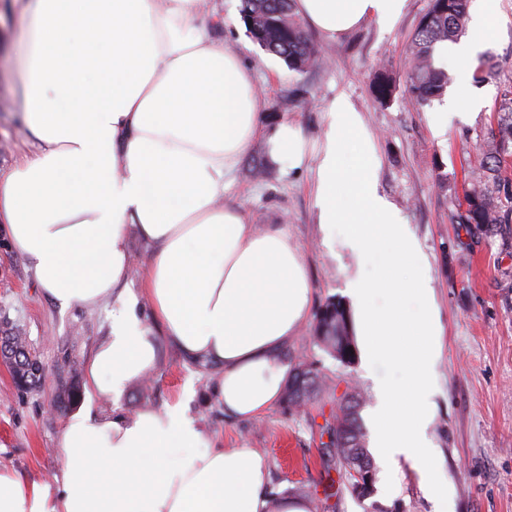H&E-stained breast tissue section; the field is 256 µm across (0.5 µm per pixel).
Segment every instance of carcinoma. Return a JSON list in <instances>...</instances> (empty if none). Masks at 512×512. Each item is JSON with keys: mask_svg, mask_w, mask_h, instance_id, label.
<instances>
[{"mask_svg": "<svg viewBox=\"0 0 512 512\" xmlns=\"http://www.w3.org/2000/svg\"><path fill=\"white\" fill-rule=\"evenodd\" d=\"M293 0H241L240 14L251 38L264 43L265 51L281 58L290 68L305 69L315 64L318 53L307 33L295 18ZM467 28V0H431L409 49L411 72L409 91L415 101L426 104L441 96L453 77L434 65L436 44L454 42ZM395 83L389 71L379 70L374 84L375 99L384 104L391 99ZM512 142V106L499 115L497 128L490 130L487 139L485 171L479 181L466 192L467 208L460 216L461 223L474 224L493 234L504 224L512 223V174L504 165L500 149ZM315 341L341 363L354 362L357 350L349 311L339 302L328 299L316 313ZM12 356H3L9 370L24 378L28 388L40 383L28 362V344L21 334L5 337ZM327 378L313 365L301 362L284 387L283 399L290 408H299L312 400L323 388ZM78 396L75 377L62 385L58 403L65 410ZM363 398L354 387H348L336 399V411L325 420L324 431L329 441L323 443L328 465L343 472L352 483L350 470L374 469L365 445L366 431L360 409Z\"/></svg>", "mask_w": 512, "mask_h": 512, "instance_id": "1", "label": "carcinoma"}]
</instances>
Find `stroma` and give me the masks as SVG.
Returning a JSON list of instances; mask_svg holds the SVG:
<instances>
[{
  "instance_id": "35a3bbf8",
  "label": "stroma",
  "mask_w": 512,
  "mask_h": 512,
  "mask_svg": "<svg viewBox=\"0 0 512 512\" xmlns=\"http://www.w3.org/2000/svg\"><path fill=\"white\" fill-rule=\"evenodd\" d=\"M224 24L217 38L237 50L253 73L264 103L268 131L281 123L297 128L304 142L300 165L273 160L266 135L241 159L226 200L242 204L257 227L283 224L299 246L312 284L314 305L346 301V283L368 273L344 245L342 234H326L317 223L314 188L318 154L326 130V110L337 93L350 96L377 138L381 160L379 190L403 211L418 244L430 260L429 276L440 307L441 357L433 380L437 416L433 442L443 457L441 476L451 490L453 512H512V230L489 235L459 223L465 192L481 174L484 136L502 107L512 101V0H501L503 28L478 58L485 76L476 81L484 105L477 118L457 120L445 138L434 137L432 118L440 100L420 105L408 92L409 46L430 0H407L400 23L391 30L369 23L346 38H310L324 57L304 71L254 44L242 24L240 0H223ZM16 23L12 0H0V169L14 166L25 147L17 117L3 100L14 80V46L7 32ZM386 68L397 90L387 104L371 91L378 68ZM111 303L60 307L45 298L25 259L0 236V336L21 331L44 367L37 388L18 390L0 363V470L28 482L61 475L65 459L57 446L65 419L55 409L63 370H86L92 350L108 332ZM291 364H314L332 379L301 410L277 405L255 420L227 414L215 389L220 371L186 360L166 340L149 377L150 391L128 384L117 400H93L94 411L113 408L128 414L148 405L160 410L174 403L184 385L186 403L208 439L224 447L257 449L268 464L276 492L300 490L313 512H435L432 497L409 469L397 476V493L374 489L353 495L341 474L323 459L322 427L346 387L358 388L365 407L375 402L373 379L394 371L367 368L362 360L344 366L313 339L305 324L288 344Z\"/></svg>"
}]
</instances>
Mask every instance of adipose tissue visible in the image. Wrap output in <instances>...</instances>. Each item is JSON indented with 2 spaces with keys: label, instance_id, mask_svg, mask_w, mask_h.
<instances>
[{
  "label": "adipose tissue",
  "instance_id": "ef3b65f1",
  "mask_svg": "<svg viewBox=\"0 0 512 512\" xmlns=\"http://www.w3.org/2000/svg\"><path fill=\"white\" fill-rule=\"evenodd\" d=\"M205 0H13L19 84L10 105L31 145L0 171V228L46 298L62 307L111 301L107 339L92 353L90 401L122 391L156 361L158 337L188 360L216 365L225 411L256 419L280 401L288 342L312 311L305 263L285 226L256 231L225 200L241 158L264 129L262 101L236 50L211 34ZM407 0H294L326 40L374 22L390 29ZM469 33L439 45L460 81L432 131L442 137L481 99L471 66L496 38L500 0H472ZM380 157L347 94L326 112L314 206L325 232L343 228L368 275L347 284L353 331L377 380L371 451L394 486L408 463L436 499L447 490L429 428L440 358L430 262L400 208L379 192ZM148 245L140 290L130 288L128 234ZM149 319H142L141 307ZM66 467L48 483L0 470V512H311L273 496L253 448L209 443L183 401L134 415L88 404L66 419Z\"/></svg>",
  "mask_w": 512,
  "mask_h": 512
}]
</instances>
